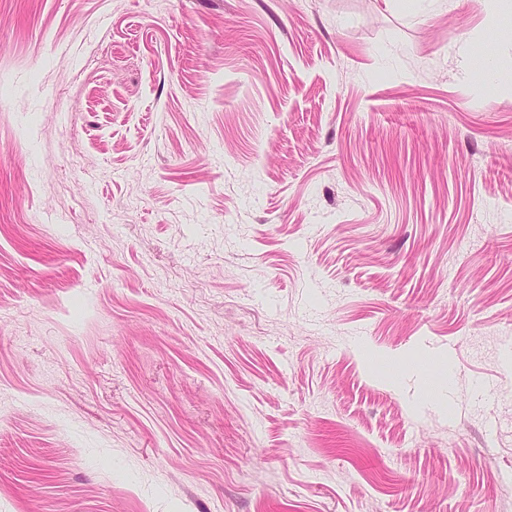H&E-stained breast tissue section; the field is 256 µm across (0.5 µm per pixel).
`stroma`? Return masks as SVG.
Returning a JSON list of instances; mask_svg holds the SVG:
<instances>
[{"label": "stroma", "instance_id": "1", "mask_svg": "<svg viewBox=\"0 0 512 512\" xmlns=\"http://www.w3.org/2000/svg\"><path fill=\"white\" fill-rule=\"evenodd\" d=\"M0 512H512V16L0 0Z\"/></svg>", "mask_w": 512, "mask_h": 512}]
</instances>
